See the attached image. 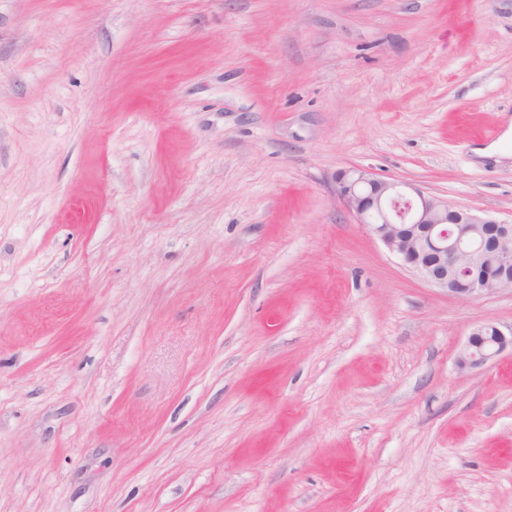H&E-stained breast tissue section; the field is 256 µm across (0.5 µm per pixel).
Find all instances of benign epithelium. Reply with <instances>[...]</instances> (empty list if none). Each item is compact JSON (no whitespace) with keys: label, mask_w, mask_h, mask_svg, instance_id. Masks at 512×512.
I'll return each instance as SVG.
<instances>
[{"label":"benign epithelium","mask_w":512,"mask_h":512,"mask_svg":"<svg viewBox=\"0 0 512 512\" xmlns=\"http://www.w3.org/2000/svg\"><path fill=\"white\" fill-rule=\"evenodd\" d=\"M335 193L357 223L430 285L461 300L512 290V224L360 168L339 173ZM509 346L512 325L480 322L456 367L480 368Z\"/></svg>","instance_id":"benign-epithelium-1"}]
</instances>
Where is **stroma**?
Listing matches in <instances>:
<instances>
[{
    "instance_id": "1",
    "label": "stroma",
    "mask_w": 512,
    "mask_h": 512,
    "mask_svg": "<svg viewBox=\"0 0 512 512\" xmlns=\"http://www.w3.org/2000/svg\"><path fill=\"white\" fill-rule=\"evenodd\" d=\"M512 0H0V512H512V291L338 172L512 223ZM335 193L358 224L430 285L461 300L512 290L509 222L360 168L339 173ZM512 348V324L503 326L486 320L476 324L456 359L460 371L480 368L496 359L506 348Z\"/></svg>"
}]
</instances>
